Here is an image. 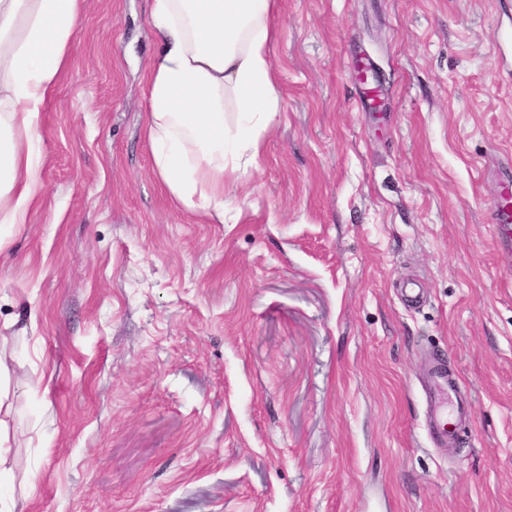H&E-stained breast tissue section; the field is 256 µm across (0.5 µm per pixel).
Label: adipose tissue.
I'll list each match as a JSON object with an SVG mask.
<instances>
[{
  "label": "adipose tissue",
  "mask_w": 512,
  "mask_h": 512,
  "mask_svg": "<svg viewBox=\"0 0 512 512\" xmlns=\"http://www.w3.org/2000/svg\"><path fill=\"white\" fill-rule=\"evenodd\" d=\"M85 0H0V223L38 202L39 117ZM279 0H152L145 71L153 169L183 208L224 221V192L257 167L280 107L270 43Z\"/></svg>",
  "instance_id": "obj_1"
}]
</instances>
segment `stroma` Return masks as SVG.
<instances>
[{
	"label": "stroma",
	"mask_w": 512,
	"mask_h": 512,
	"mask_svg": "<svg viewBox=\"0 0 512 512\" xmlns=\"http://www.w3.org/2000/svg\"><path fill=\"white\" fill-rule=\"evenodd\" d=\"M504 27L502 0H280V109L210 224L152 168L149 0H87L40 203L0 224V506L512 512ZM440 358L468 410L446 444ZM510 184L503 186L491 205L488 218L496 230V249L501 260L512 262V205ZM453 386L449 382L437 380L427 393V412L430 420L447 433L448 405L451 403Z\"/></svg>",
	"instance_id": "35a3bbf8"
}]
</instances>
